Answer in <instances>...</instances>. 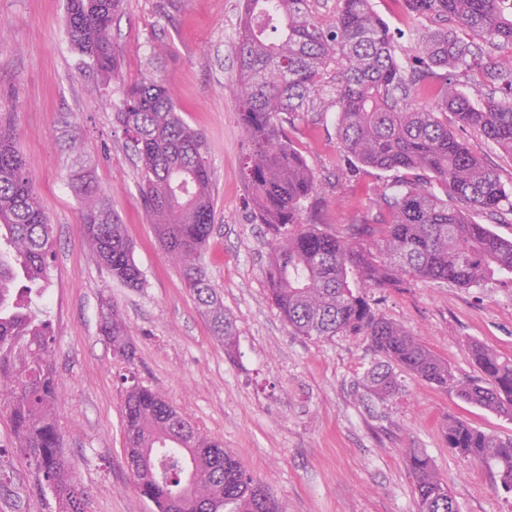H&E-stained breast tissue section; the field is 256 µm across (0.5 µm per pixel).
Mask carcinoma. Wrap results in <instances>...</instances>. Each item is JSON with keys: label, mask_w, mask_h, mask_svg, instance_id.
<instances>
[{"label": "carcinoma", "mask_w": 512, "mask_h": 512, "mask_svg": "<svg viewBox=\"0 0 512 512\" xmlns=\"http://www.w3.org/2000/svg\"><path fill=\"white\" fill-rule=\"evenodd\" d=\"M121 0H67L66 30L97 83L118 78L121 60L112 21ZM430 23L419 42L418 67L398 61L389 30L371 0H338L336 25L325 28L310 0H246L236 60V106L249 151L244 176L256 220L272 237L270 298L295 333L331 339L361 336L384 358L366 374L381 399L399 391L397 366L462 400L512 417V363L472 344L476 378H459L419 338L377 312L369 288H403L412 280L478 286L512 275V241L470 221L478 210L493 222L512 216V201L497 173L448 131L438 117L451 112L512 154V54L485 62L475 48L512 50V0H405ZM478 73L505 90L476 104L448 84L430 81L432 67ZM329 95L336 104L340 148L357 167L403 169L412 178L384 188L376 222L355 234L379 235L375 249L304 224L317 179L288 139L282 115L296 119ZM434 99V108L415 98ZM114 120L141 162L142 204L164 252L182 266L185 287L210 318L227 353L237 350L233 321L209 281L202 250L213 231L212 171L205 136L189 127L162 80L125 85ZM70 184L82 205L81 230L112 279L142 285L133 247L112 211L95 168L77 164ZM53 252L49 219L21 150L16 126L0 121V397L9 393L10 418L40 483L57 512H84V492L64 455L56 423V386L48 362L49 323L32 308L44 290ZM100 333L115 358L131 363L136 345L115 306L103 310ZM23 336L26 360L11 363L6 348ZM128 463L139 494L158 512H279L224 445L201 435L157 391L132 385L124 401ZM448 448L484 466L512 493V439L457 419L444 425ZM419 512H460L432 459L406 450Z\"/></svg>", "instance_id": "cac0c4a2"}]
</instances>
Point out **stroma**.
Segmentation results:
<instances>
[{"mask_svg": "<svg viewBox=\"0 0 512 512\" xmlns=\"http://www.w3.org/2000/svg\"><path fill=\"white\" fill-rule=\"evenodd\" d=\"M372 7L388 24L398 59L414 65L424 21L404 0H372ZM243 12L244 0H122L111 31L122 83L149 72L162 79L187 124L208 141L214 228L203 264L236 327L238 353L230 359L142 205L137 158L113 120L122 83L97 84L71 47L65 0H0V114L16 124L52 223L48 291L34 306L52 324L56 416L86 493L85 512H157L137 492L126 462L123 400L134 382L160 392L202 435L222 442L282 512H419L409 448L431 457L460 512H512V497L494 487L484 467L452 452L443 432L444 420L455 418L512 438V420L403 370L400 392L379 400L365 387L379 356L363 337L296 335L272 303L265 275L271 237L248 203L247 141L235 108ZM448 127L511 194L512 154L456 120ZM287 132L318 180L314 217L328 231L344 235L349 225L375 219L383 188L410 177L372 168L342 176L347 159L330 99ZM76 139L133 245L142 287L113 281L81 234L80 204L69 185ZM368 296L458 377L478 374L475 342L512 361V276L472 288L417 280L372 288ZM106 301L131 328L134 363L115 359L99 331ZM0 512H54L16 446L5 406Z\"/></svg>", "mask_w": 512, "mask_h": 512, "instance_id": "1", "label": "stroma"}]
</instances>
